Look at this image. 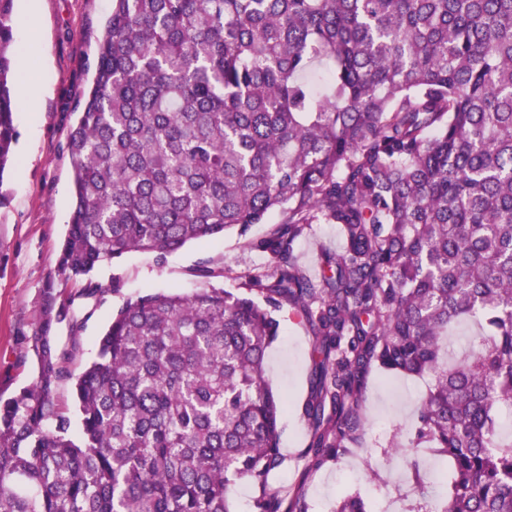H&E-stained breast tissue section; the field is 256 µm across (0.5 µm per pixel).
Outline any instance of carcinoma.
Segmentation results:
<instances>
[{
	"label": "carcinoma",
	"instance_id": "carcinoma-1",
	"mask_svg": "<svg viewBox=\"0 0 512 512\" xmlns=\"http://www.w3.org/2000/svg\"><path fill=\"white\" fill-rule=\"evenodd\" d=\"M14 32L0 0V181L19 140ZM74 111L59 267L85 298L127 252L161 261L281 220L254 243L262 301L203 266L190 295L127 300L78 374L84 318L44 291L36 377L0 396V512H232L231 486L280 464L265 356L285 305L314 336L312 466L357 440L374 365L429 374L410 449L452 462L442 512H512V0H112ZM313 224L344 237L318 279L294 254ZM463 321L478 333L452 358ZM256 509L305 512L299 494ZM334 512L369 510L348 493Z\"/></svg>",
	"mask_w": 512,
	"mask_h": 512
}]
</instances>
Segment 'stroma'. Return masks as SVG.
<instances>
[{
  "mask_svg": "<svg viewBox=\"0 0 512 512\" xmlns=\"http://www.w3.org/2000/svg\"><path fill=\"white\" fill-rule=\"evenodd\" d=\"M33 30L40 39L41 66L47 75L40 92L36 123L16 113L20 132L15 159L0 177V395L10 396L35 378L33 361L24 360L26 339L43 314V291L53 288L59 299L72 302L85 315L80 333L82 362L97 353V339L112 314L127 299L153 291L193 293L202 280L203 264L224 268L227 291L244 290L243 275L267 263L254 241L274 229L279 214L207 242H193L157 260L155 254L129 252L100 265L94 278L104 290L95 301L79 295L80 285L59 272L60 249L74 207L67 138L73 108L82 101L93 77L97 41L111 0H38ZM341 250L333 224H314L298 239L295 255L309 276H317L324 253ZM281 334L266 354V369L274 394L287 410L280 425L281 464L265 486L241 480L230 490L234 512H255L262 493L287 494L302 486L306 512H332L341 492H358L373 512H440L449 486L437 483V469L450 468L447 457L422 446L409 458L398 447L413 437L417 409L431 385L428 376L395 374L380 368L370 374L364 394L365 426L359 445L349 447L338 461L312 467L306 454L311 430L302 406L311 392L312 343L309 327L291 308L277 314Z\"/></svg>",
  "mask_w": 512,
  "mask_h": 512,
  "instance_id": "obj_1",
  "label": "stroma"
}]
</instances>
